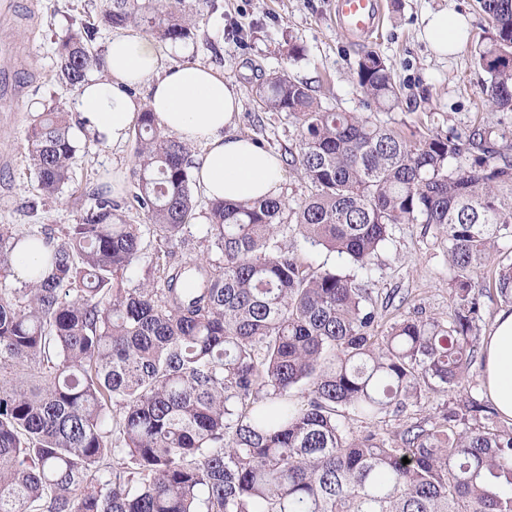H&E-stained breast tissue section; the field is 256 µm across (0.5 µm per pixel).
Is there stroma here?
<instances>
[{
    "label": "stroma",
    "mask_w": 512,
    "mask_h": 512,
    "mask_svg": "<svg viewBox=\"0 0 512 512\" xmlns=\"http://www.w3.org/2000/svg\"><path fill=\"white\" fill-rule=\"evenodd\" d=\"M11 3L14 24L9 38L18 51L12 70L22 93L0 102V226L24 230L77 223L92 203L90 188L118 171L124 182L117 201L127 206L131 223H145V216L133 206V138L107 148L78 138L71 182L55 197L40 194L27 153L35 108H74L73 91L56 77L59 35L68 27L95 22L106 0ZM214 4L213 13L197 22L193 37L175 45L174 57L219 70L235 87L241 110L228 134L257 141L280 156L294 147L299 133L296 119L263 110L256 97L258 85L281 70L308 83L324 107L366 113L356 67L363 53L372 49L390 64L399 89L393 108L379 115L387 126L406 134L433 131L461 136L481 125L512 137V111L492 112L485 105L489 76L474 54L490 27L479 0H381L378 30L359 42L337 28L336 0H214ZM441 9L464 16L470 28L467 42L446 57L436 54L423 35L427 15ZM294 44L304 47V57L289 58L288 48ZM193 196L196 206L180 238L170 244L151 241L125 271V287L146 282L159 251L172 250L183 260L207 251L209 199L198 190ZM362 276L388 319L448 317L453 270L448 240L435 225H393ZM482 370V362H475L463 386L426 394L406 412H390L369 423L352 420L348 426L354 432L372 426L392 434L408 419L433 420L443 406L461 404L471 396L485 398Z\"/></svg>",
    "instance_id": "obj_1"
}]
</instances>
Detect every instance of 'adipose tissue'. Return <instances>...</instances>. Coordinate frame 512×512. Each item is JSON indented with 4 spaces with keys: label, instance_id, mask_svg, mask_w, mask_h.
<instances>
[{
    "label": "adipose tissue",
    "instance_id": "adipose-tissue-1",
    "mask_svg": "<svg viewBox=\"0 0 512 512\" xmlns=\"http://www.w3.org/2000/svg\"><path fill=\"white\" fill-rule=\"evenodd\" d=\"M467 30L463 17L442 10L429 15L425 34L434 50L448 55L463 44ZM104 62V78H89L76 91L74 107L84 133L107 147L124 142L137 111L128 90L145 84L158 125L204 146L193 176L207 197L239 201L278 196L280 157L250 139L225 132L241 101L223 75L210 67L176 61L169 46L132 31L112 35ZM483 356L486 393L500 415L512 419V308L496 315L483 343Z\"/></svg>",
    "mask_w": 512,
    "mask_h": 512
}]
</instances>
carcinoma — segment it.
<instances>
[{
    "instance_id": "cac0c4a2",
    "label": "carcinoma",
    "mask_w": 512,
    "mask_h": 512,
    "mask_svg": "<svg viewBox=\"0 0 512 512\" xmlns=\"http://www.w3.org/2000/svg\"><path fill=\"white\" fill-rule=\"evenodd\" d=\"M182 2L107 0L97 25L61 38L59 80L75 89L104 76V52L91 46L99 27L188 40L209 0L189 14ZM480 6L491 25L475 50L487 105L512 110V0ZM357 78L368 105L391 109L397 89L377 51L360 58ZM258 96L298 121L286 162L310 193L292 225L279 198L210 200L224 264L158 262L152 281L125 287L145 229L107 190L92 192L75 224L0 227L1 280L19 244L46 248L31 282L0 288V512H512V428L497 426L485 401L445 406L430 425L408 420L389 438L339 422L403 412L466 378L482 321L475 274L512 238V144L483 126L409 140L322 107L285 72ZM71 129L61 107L30 126L47 197L71 180ZM134 142L133 199L168 244L195 206L189 147L149 110ZM418 222L448 233L446 322L399 319L379 332L368 285L283 242L291 232L364 268L392 225ZM494 281L512 299V262L496 265Z\"/></svg>"
}]
</instances>
